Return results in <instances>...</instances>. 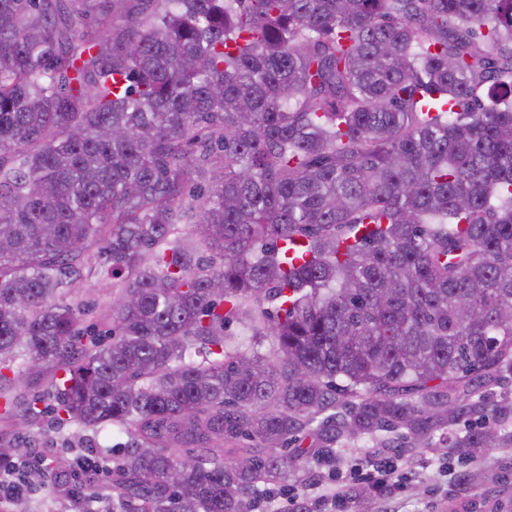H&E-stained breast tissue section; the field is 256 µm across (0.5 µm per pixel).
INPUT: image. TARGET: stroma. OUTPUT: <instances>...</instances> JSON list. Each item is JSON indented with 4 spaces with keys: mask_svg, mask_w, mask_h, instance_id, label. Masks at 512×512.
<instances>
[{
    "mask_svg": "<svg viewBox=\"0 0 512 512\" xmlns=\"http://www.w3.org/2000/svg\"><path fill=\"white\" fill-rule=\"evenodd\" d=\"M118 290V281L86 277L62 295V303L83 309L78 330L85 339L109 341L112 320L108 311ZM58 375L56 368L44 367L38 374L11 386L9 401L0 400V441L18 444L14 461L30 464L34 470L24 495V512H70V492L83 483L84 474L79 472L56 480L42 477L39 470L53 468L60 457L77 461L86 456L96 460L100 470L94 473L88 494L82 499L83 512H121L122 505L107 471L114 468L121 457L127 437L109 424L94 431L54 420L49 413L54 404L50 383ZM35 398L39 399L43 414L23 418L26 404ZM385 439V434L381 433L340 444L331 458L304 457L299 468L289 471L287 484L295 490L306 489L313 478L332 470L347 469L382 452ZM401 459L408 463L414 477L394 497L393 512H461L465 506L471 512H484L490 502L498 504L501 512H512V499L499 493L501 479L512 472V447L484 449L467 460L451 452L406 448ZM465 469L483 474V482L473 487L460 485L457 474Z\"/></svg>",
    "mask_w": 512,
    "mask_h": 512,
    "instance_id": "stroma-1",
    "label": "stroma"
}]
</instances>
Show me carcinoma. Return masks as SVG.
<instances>
[{
	"instance_id": "carcinoma-1",
	"label": "carcinoma",
	"mask_w": 512,
	"mask_h": 512,
	"mask_svg": "<svg viewBox=\"0 0 512 512\" xmlns=\"http://www.w3.org/2000/svg\"><path fill=\"white\" fill-rule=\"evenodd\" d=\"M44 365L141 512H252L308 428L512 442V0H0V391ZM119 285L120 280L99 281L94 277H84L57 300L60 304L79 305L84 310L77 326L80 335H84V343L94 338L106 343L111 340L112 320L107 314Z\"/></svg>"
}]
</instances>
